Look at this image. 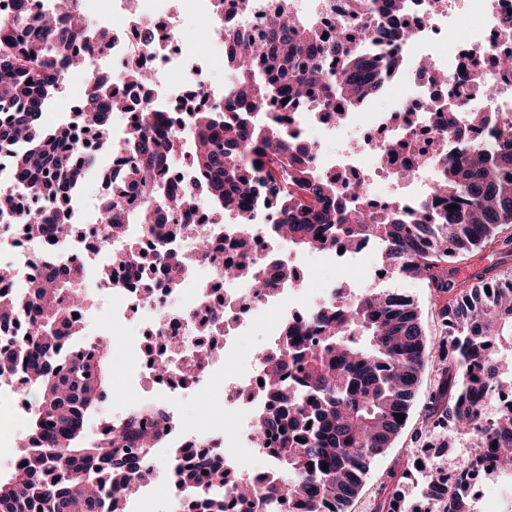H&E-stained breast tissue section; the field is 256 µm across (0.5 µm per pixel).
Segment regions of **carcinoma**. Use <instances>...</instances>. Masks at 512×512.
Returning a JSON list of instances; mask_svg holds the SVG:
<instances>
[{
	"label": "carcinoma",
	"mask_w": 512,
	"mask_h": 512,
	"mask_svg": "<svg viewBox=\"0 0 512 512\" xmlns=\"http://www.w3.org/2000/svg\"><path fill=\"white\" fill-rule=\"evenodd\" d=\"M16 2L22 34L0 42V113H11L0 125V142L18 145L11 156L15 185L57 207L51 224L38 215L24 218L25 233L57 237L70 221L64 197L79 194L98 163V154L82 151L75 130L86 126L109 142L121 90L91 70L90 59L76 46L84 34L76 0H67L63 11L32 18L26 16V0ZM406 6L407 0H383L384 23L373 31L372 44L408 37L398 21ZM228 39L234 96L242 111L226 116L196 110L189 126L192 163L208 174L202 196L213 203L211 223H224L246 203L260 206L271 200L281 214L277 234L287 230L290 246L323 250L338 242L355 247L373 241L392 273L422 279L447 296L435 304L445 330L435 343L427 341L408 296L380 289L316 308L303 325L284 324L282 345L269 357L268 402L255 415L256 437L273 435L278 441L279 469L259 491L262 503L286 499L295 512H348L371 461L406 426L429 364L436 368L435 383L417 434L424 447H452L451 425L470 437L465 466L477 465L493 450L498 470L512 473V466L502 464L504 453L512 452V411L494 419L485 412L494 384L509 371L508 360L494 346L501 338L512 341V267L491 276L482 271L467 280L452 277L454 265L486 251L512 258V127L484 149L467 141L462 121L479 130L489 124L488 113L464 116L451 102L445 110L431 105L430 111L441 114L444 141L459 143L455 150L442 147L435 154L441 174L435 198L446 206L432 224L423 222L430 208L426 200L407 213L394 208L368 212L363 189L343 201L340 176L310 167L312 146L288 132L283 113L311 90L323 92L327 105L341 99L353 109L363 107L402 66L397 52L365 53L341 39L326 41L317 28L281 11L268 20L266 44L241 45L232 32ZM78 63L85 66L89 83L81 108L57 127L42 125L44 112ZM125 80L145 86L152 76L132 65ZM273 98L287 103L271 115L267 107ZM135 116L126 141V180L101 200L96 223L139 225V237L126 242L123 258L146 262L140 237L166 242L171 233L158 229L167 223V211L189 212L199 197L161 178L179 152L180 134L155 136L160 114L152 107ZM135 197L145 205L131 213L126 204ZM159 260L171 274L184 270L174 249H163ZM242 274L252 276L258 292L289 278L288 267L276 256L266 272L255 276L247 267L224 269L226 279ZM85 278L79 268L54 265L25 293L0 292V379L13 382L21 376L37 394L23 447L27 465L0 478V512H125L121 488L146 473L145 460L126 454L127 448L134 442L153 447L166 430L165 409L156 405L150 420L117 426L109 436L85 442L88 417L107 397L106 340H97L86 357L73 360L67 352L77 331L66 303L80 297ZM18 318L28 323L26 337L10 334ZM312 328L324 336L293 352L294 338ZM294 368L300 375L297 389L286 379ZM398 414L404 415L400 422ZM201 474L211 486L224 485V466L210 463L179 469L178 483L193 488ZM423 494L440 512H473L468 491L460 486L450 494L440 477L430 480ZM202 508L224 512V494L203 495Z\"/></svg>",
	"instance_id": "1"
}]
</instances>
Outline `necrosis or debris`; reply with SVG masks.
Masks as SVG:
<instances>
[{
	"mask_svg": "<svg viewBox=\"0 0 512 512\" xmlns=\"http://www.w3.org/2000/svg\"><path fill=\"white\" fill-rule=\"evenodd\" d=\"M472 10L482 23L467 47L459 55L444 56L438 48L448 38V25L454 17L457 0H444L433 10H426L420 0H412L404 22L413 32L404 46L405 69L412 77L410 91L401 102L400 114L387 112H348L337 117L334 107L324 105L320 98L307 97L291 116L293 126L303 134L320 132L314 140L312 165L344 172L343 186L366 188V201L371 209L397 207L412 210L418 200L427 195L437 178L430 159L441 138L437 115L427 114L424 96L433 88L432 72L443 73L448 88H461L466 111H474L478 98L469 78L470 59L485 61L481 77L493 81L498 88L494 102L496 112L512 122V76L502 73L495 65L498 55L512 52V39L499 26L502 18L512 15V0H469ZM214 0H111L113 17L124 25L112 40L109 52L88 48L92 57H105L113 77L123 80L129 62H137L152 74L150 85L124 90L125 107L119 110L120 121L112 127V181L120 183L124 173L125 154L122 150L130 126L128 116L146 104L158 103L165 119L184 120L186 102L195 93L205 96L209 106L227 109L234 104L233 78L224 83H210L198 54L200 44L183 39L181 26L186 13L203 14L210 27L205 44L214 52H224L227 32L238 33L247 43L259 41L267 18L285 9L303 19L316 20L322 35L332 39L342 33L356 38L373 30L379 20L377 13L353 8L351 0H253L248 14H238L233 0H224L222 10H214ZM152 25V41H144L143 22ZM335 142V150L323 149V140ZM13 145L0 143V188L12 191L16 215L0 219V265L12 271L14 288L25 287L39 276L55 258L89 264L100 237L90 238L70 234L53 241L26 237L20 231L18 219L29 213L47 214L44 205L26 192L15 190L7 174ZM210 209L197 205L185 217H174L181 232L173 237L175 247L184 257L193 260L194 278L173 277L162 265L129 267L112 261L103 272L102 286L117 297L112 307L113 319L139 317L143 324L141 344L145 364L142 372H151L153 360L164 357L175 364L198 360L199 366L190 380L176 378L172 389L163 397H141L138 401L117 408L113 422L126 425L136 420L141 411L163 403L170 415L169 429L162 444L150 448L149 463L158 459H173L177 463L202 460L223 462L227 471L224 486L226 512H263L259 498L240 497L239 484L262 488L270 476L269 470L240 471L232 463L231 448L254 447L260 456L273 460V440L256 441L251 414L265 405L266 386L260 385L265 375V358L282 341L285 322L304 321L313 308L333 303L335 287L319 294L306 290L307 265L329 258L350 262L355 252L339 244L326 251L312 252L309 262L289 259L292 275L288 282L265 296H256L248 279L225 281L221 272L225 266L247 264L261 272L272 251H284L286 240L273 237L280 215L272 205L230 214L223 226L208 224ZM202 229L222 247L209 258H199L195 249V230ZM151 284L150 303L141 300L142 284ZM265 326L264 348L258 352H240L237 337L251 332L257 324ZM234 359L238 369L224 378L220 398L224 412L239 418L231 430L223 426L189 429L174 415L175 404L183 392L209 383L215 372L223 369L225 359ZM21 385L0 387V460L18 468L21 458L16 445L21 435L19 423L28 408L19 395ZM154 483L166 486L165 495L155 496L134 484L123 490L124 498L141 496L154 504L156 512H197V499L186 496L166 469L156 468Z\"/></svg>",
	"mask_w": 512,
	"mask_h": 512,
	"instance_id": "1",
	"label": "necrosis or debris"
}]
</instances>
